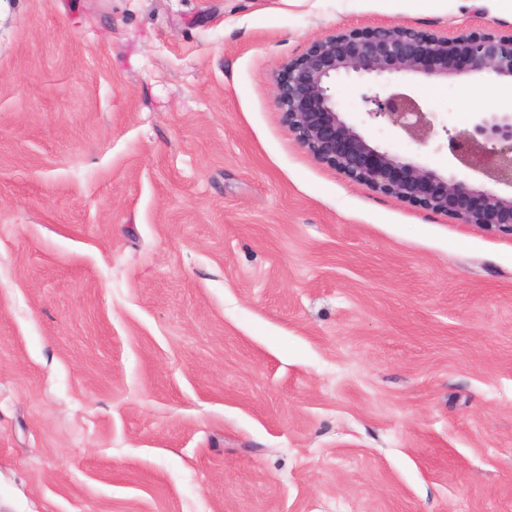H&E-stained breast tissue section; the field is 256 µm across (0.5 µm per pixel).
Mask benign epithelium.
<instances>
[{
  "mask_svg": "<svg viewBox=\"0 0 512 512\" xmlns=\"http://www.w3.org/2000/svg\"><path fill=\"white\" fill-rule=\"evenodd\" d=\"M409 74L431 80L479 74L490 82L512 83V31L452 38L396 24L340 31L284 62L271 81L291 134L317 160L397 200L512 236V110L477 112L462 131L443 128L451 156L495 185L492 189L371 145L338 108L339 78L377 81ZM361 100L370 121L386 123L423 145L436 134L432 113L405 93L382 94L369 86Z\"/></svg>",
  "mask_w": 512,
  "mask_h": 512,
  "instance_id": "benign-epithelium-1",
  "label": "benign epithelium"
}]
</instances>
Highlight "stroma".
Segmentation results:
<instances>
[{
    "mask_svg": "<svg viewBox=\"0 0 512 512\" xmlns=\"http://www.w3.org/2000/svg\"><path fill=\"white\" fill-rule=\"evenodd\" d=\"M507 0H0V512H512V236L313 158L271 73ZM452 159L512 85L398 77Z\"/></svg>",
    "mask_w": 512,
    "mask_h": 512,
    "instance_id": "obj_1",
    "label": "stroma"
}]
</instances>
